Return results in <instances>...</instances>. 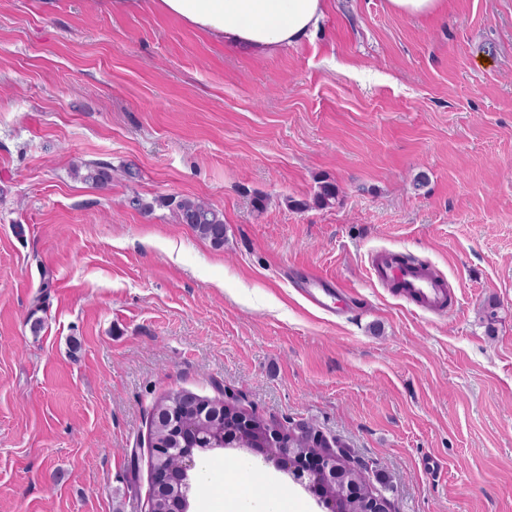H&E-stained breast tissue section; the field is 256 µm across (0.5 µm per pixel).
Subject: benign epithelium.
<instances>
[{"label":"benign epithelium","mask_w":512,"mask_h":512,"mask_svg":"<svg viewBox=\"0 0 512 512\" xmlns=\"http://www.w3.org/2000/svg\"><path fill=\"white\" fill-rule=\"evenodd\" d=\"M228 413L235 416L234 427L213 434L207 419ZM252 417L232 396L217 403L191 394L183 395L175 406L156 415L152 428L157 435L150 438L153 465L147 512H153L157 500L163 502V512H189L188 471L195 467V450L224 447L274 450L276 465L298 479L309 477L330 512H340L336 496L327 494L336 487L341 489L343 498L361 505V512H391L385 497L367 491L366 477L351 476L353 471H367L364 461L350 457L346 449L335 447L323 434L308 427L292 431L274 427L258 435ZM300 444L315 448V452L302 454Z\"/></svg>","instance_id":"1"}]
</instances>
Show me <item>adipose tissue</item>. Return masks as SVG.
Returning <instances> with one entry per match:
<instances>
[{
  "label": "adipose tissue",
  "mask_w": 512,
  "mask_h": 512,
  "mask_svg": "<svg viewBox=\"0 0 512 512\" xmlns=\"http://www.w3.org/2000/svg\"><path fill=\"white\" fill-rule=\"evenodd\" d=\"M176 16L228 46L270 56L300 44L319 27L328 0H156ZM224 512H293L296 500L273 492L260 472L227 467Z\"/></svg>",
  "instance_id": "obj_1"
}]
</instances>
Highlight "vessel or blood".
<instances>
[{"label": "vessel or blood", "mask_w": 512, "mask_h": 512, "mask_svg": "<svg viewBox=\"0 0 512 512\" xmlns=\"http://www.w3.org/2000/svg\"><path fill=\"white\" fill-rule=\"evenodd\" d=\"M373 279L397 288L401 297L425 311L442 312L448 307V292L428 267L402 262L396 251L382 250L372 266Z\"/></svg>", "instance_id": "1"}]
</instances>
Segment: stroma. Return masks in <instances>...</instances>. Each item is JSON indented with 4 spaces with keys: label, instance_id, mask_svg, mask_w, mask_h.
Instances as JSON below:
<instances>
[{
    "label": "stroma",
    "instance_id": "1",
    "mask_svg": "<svg viewBox=\"0 0 512 512\" xmlns=\"http://www.w3.org/2000/svg\"><path fill=\"white\" fill-rule=\"evenodd\" d=\"M381 249L447 313L375 283ZM310 269L346 287L332 313ZM177 391L339 439L395 512H512V0H330L266 57L151 5L0 0V512H145ZM230 461L328 512L249 448L198 460L189 512H220ZM388 10L404 17H425L436 14L443 0H386ZM179 223L189 224L201 238L214 246L224 244V214L201 199H181L175 204ZM371 275L378 283L392 284L401 297L422 310L444 312L448 308V292L441 279L422 264L402 262L396 251L377 253ZM327 279L317 272H311L306 279L305 291L310 302L318 308L325 309L327 304L323 300V294H330L327 290Z\"/></svg>",
    "mask_w": 512,
    "mask_h": 512
}]
</instances>
